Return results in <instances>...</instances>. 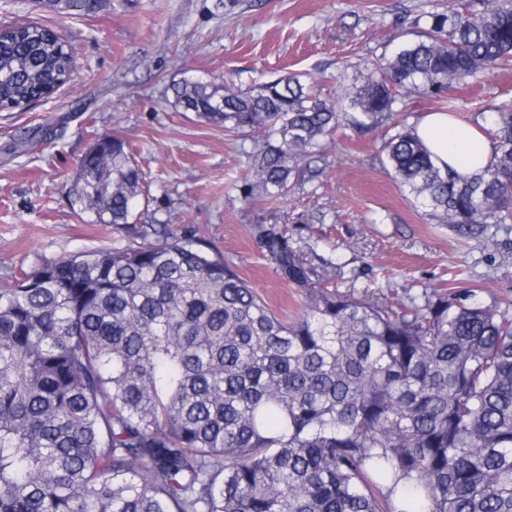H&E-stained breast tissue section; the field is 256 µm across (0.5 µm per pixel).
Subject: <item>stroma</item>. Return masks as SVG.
<instances>
[{
	"mask_svg": "<svg viewBox=\"0 0 512 512\" xmlns=\"http://www.w3.org/2000/svg\"><path fill=\"white\" fill-rule=\"evenodd\" d=\"M467 0H111L91 15L61 17L38 0H0V24L38 23L75 48L68 84L27 109L0 111V288L46 261L127 244L74 200L80 158L96 135L123 139L150 185L140 223L197 232L282 316L299 296L275 274L251 233L283 226L318 268L375 289L477 288L485 301L512 298V234L463 239L436 223L384 167V128L338 132L321 173L275 201L244 196L255 143L174 109L172 81L226 77L249 88L289 73L359 84L408 40L424 39L426 13ZM464 122L489 124L512 103V69L454 84Z\"/></svg>",
	"mask_w": 512,
	"mask_h": 512,
	"instance_id": "stroma-1",
	"label": "stroma"
}]
</instances>
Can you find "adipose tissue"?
I'll return each mask as SVG.
<instances>
[{
    "instance_id": "obj_1",
    "label": "adipose tissue",
    "mask_w": 512,
    "mask_h": 512,
    "mask_svg": "<svg viewBox=\"0 0 512 512\" xmlns=\"http://www.w3.org/2000/svg\"><path fill=\"white\" fill-rule=\"evenodd\" d=\"M415 130L440 170L453 169L473 176L482 172L494 155L492 140L476 125L445 112L419 116Z\"/></svg>"
}]
</instances>
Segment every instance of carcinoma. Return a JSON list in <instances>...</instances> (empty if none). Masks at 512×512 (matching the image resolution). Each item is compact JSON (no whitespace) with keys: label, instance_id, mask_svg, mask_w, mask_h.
Returning <instances> with one entry per match:
<instances>
[{"label":"carcinoma","instance_id":"cac0c4a2","mask_svg":"<svg viewBox=\"0 0 512 512\" xmlns=\"http://www.w3.org/2000/svg\"><path fill=\"white\" fill-rule=\"evenodd\" d=\"M108 0H40L60 15ZM365 83L321 98L301 74L243 89L185 77L171 105L257 139L268 197L313 180L337 130L386 126L395 178L460 237L512 232V106L478 176L436 168L400 111L417 90L512 63V0L427 13ZM74 47L0 29V105L53 94ZM143 174L116 137L79 162L77 201L123 247L62 256L0 288V512H512V301L479 290L358 292L277 224L252 232L303 298L278 317L196 234L136 222ZM407 479L406 508L388 482Z\"/></svg>","mask_w":512,"mask_h":512}]
</instances>
